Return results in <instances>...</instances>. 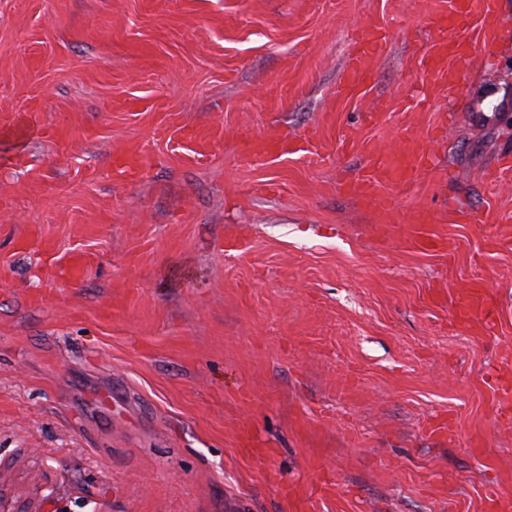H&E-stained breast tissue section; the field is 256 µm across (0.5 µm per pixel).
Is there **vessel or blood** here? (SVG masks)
<instances>
[{
	"label": "vessel or blood",
	"mask_w": 512,
	"mask_h": 512,
	"mask_svg": "<svg viewBox=\"0 0 512 512\" xmlns=\"http://www.w3.org/2000/svg\"><path fill=\"white\" fill-rule=\"evenodd\" d=\"M482 17L488 29H495L502 21L498 10V0H448L447 14L433 17L431 27L433 37L426 54L428 68L443 77L448 92L462 95V74L460 68L468 64L474 49L459 41L455 30L464 28L474 17ZM386 41V31L378 23H371L358 39L344 75L343 85L355 87L366 81L375 58ZM455 58L458 69L447 67L448 58ZM304 143L296 141L288 134L278 132L267 137H257L247 142L245 152L257 154H295L304 151ZM398 174L393 170L392 160L375 159L370 172L361 180L349 185V192L373 201L383 198L387 189L396 182Z\"/></svg>",
	"instance_id": "vessel-or-blood-1"
}]
</instances>
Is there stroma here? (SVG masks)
Listing matches in <instances>:
<instances>
[{
	"label": "stroma",
	"mask_w": 512,
	"mask_h": 512,
	"mask_svg": "<svg viewBox=\"0 0 512 512\" xmlns=\"http://www.w3.org/2000/svg\"><path fill=\"white\" fill-rule=\"evenodd\" d=\"M447 8L0 0V122L31 117L0 133V512L512 499V0L459 106L425 60ZM370 19L389 38L337 93ZM282 129L317 153L242 156ZM413 135L411 181L345 192ZM474 282L492 321L458 319Z\"/></svg>",
	"instance_id": "obj_1"
}]
</instances>
